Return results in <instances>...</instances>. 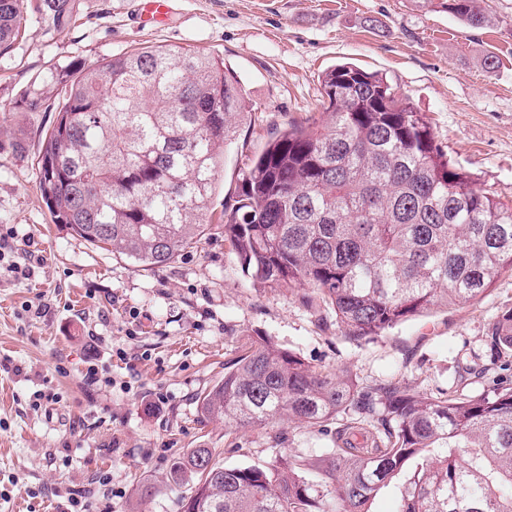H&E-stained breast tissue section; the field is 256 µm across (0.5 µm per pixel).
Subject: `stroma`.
Wrapping results in <instances>:
<instances>
[{
	"label": "stroma",
	"instance_id": "stroma-1",
	"mask_svg": "<svg viewBox=\"0 0 512 512\" xmlns=\"http://www.w3.org/2000/svg\"><path fill=\"white\" fill-rule=\"evenodd\" d=\"M462 26L417 0H176L165 25L137 27L132 0H75L65 31L37 18L0 54V225L14 229L0 268V512H67L70 497L130 512H181L173 462L212 449L224 466L279 452L316 458L336 427L281 418L265 430L201 421L197 398L246 343L267 338L360 387L404 381L469 398L512 379L491 355L492 327L512 307V275L474 302L402 322L373 339L345 334L307 288H256L223 231L171 264L136 268L52 223L35 169L53 112H25L23 93L58 94L55 77L147 45L182 44L224 61L252 109L224 159L214 207L235 206L251 162L289 120L322 109L320 79L351 62L377 71L428 117L476 190L512 200V0ZM495 56L494 67L484 60ZM100 382L87 385L88 365Z\"/></svg>",
	"mask_w": 512,
	"mask_h": 512
}]
</instances>
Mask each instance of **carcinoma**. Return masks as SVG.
Listing matches in <instances>:
<instances>
[{
    "label": "carcinoma",
    "mask_w": 512,
    "mask_h": 512,
    "mask_svg": "<svg viewBox=\"0 0 512 512\" xmlns=\"http://www.w3.org/2000/svg\"><path fill=\"white\" fill-rule=\"evenodd\" d=\"M418 2L472 28L488 22L486 0ZM35 15L64 31L72 0H0V54ZM58 84L37 161L52 222L136 267L170 264L210 226L226 148L251 114L238 82L218 57L160 45L80 66ZM321 88L323 112L273 135L223 213L224 240L253 285L311 288L348 335L370 339L477 300L512 273V205L471 187L424 113L352 63L328 70ZM491 351L512 352L511 309ZM374 402L389 421L351 422L323 458L278 453L226 467L212 449H191L170 471L174 485H191L182 512H370L399 475L396 512H512L511 384L471 398L405 382L360 391L262 338L198 397L197 414L237 430L283 416L321 428Z\"/></svg>",
    "instance_id": "cac0c4a2"
}]
</instances>
